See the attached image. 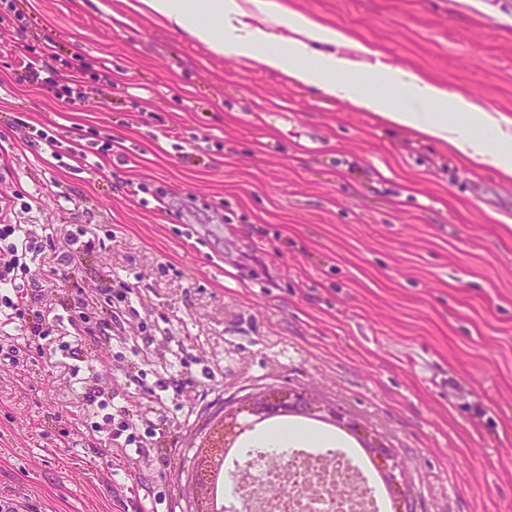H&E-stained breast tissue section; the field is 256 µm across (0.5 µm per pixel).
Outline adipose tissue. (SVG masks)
<instances>
[{"instance_id": "1", "label": "adipose tissue", "mask_w": 512, "mask_h": 512, "mask_svg": "<svg viewBox=\"0 0 512 512\" xmlns=\"http://www.w3.org/2000/svg\"><path fill=\"white\" fill-rule=\"evenodd\" d=\"M128 11L167 24L205 45L217 57L229 56L249 65L278 71L296 84L317 90L328 100H343L378 114L389 125L415 131L427 141H445L476 163H492L503 179L512 180V116L486 109L471 96L448 92L422 77L383 66V77L399 99L374 93L353 74L357 65L339 54L352 43L347 31L299 13H286L277 0H263L266 15L286 17L288 35L253 27L242 0H124ZM492 130L494 142L478 137Z\"/></svg>"}]
</instances>
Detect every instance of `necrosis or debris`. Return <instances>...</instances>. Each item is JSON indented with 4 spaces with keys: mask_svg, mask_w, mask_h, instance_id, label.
Masks as SVG:
<instances>
[{
    "mask_svg": "<svg viewBox=\"0 0 512 512\" xmlns=\"http://www.w3.org/2000/svg\"><path fill=\"white\" fill-rule=\"evenodd\" d=\"M229 483L231 512H382L366 468L340 448L255 446Z\"/></svg>",
    "mask_w": 512,
    "mask_h": 512,
    "instance_id": "4bbe7bcc",
    "label": "necrosis or debris"
}]
</instances>
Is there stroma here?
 Masks as SVG:
<instances>
[{
	"label": "stroma",
	"mask_w": 512,
	"mask_h": 512,
	"mask_svg": "<svg viewBox=\"0 0 512 512\" xmlns=\"http://www.w3.org/2000/svg\"><path fill=\"white\" fill-rule=\"evenodd\" d=\"M389 67L512 115V0H280ZM0 0V217L35 225L57 270L35 366L0 359V498L17 512H187L177 471L204 412L311 388L404 463L414 512H512V182L377 115L217 58L112 0ZM53 42L60 103L22 82ZM61 145L115 141L95 167ZM99 244L69 262V237ZM122 322L70 324L114 278ZM190 378L184 391L175 381ZM103 405L86 406L89 388ZM159 436L104 444L118 409ZM50 51H52L51 47L45 46L39 54L24 62L25 74L22 78L23 81L41 86L44 84L51 85L56 89L58 98H62V102L69 101L74 94H80V87L85 74H89L101 85L112 86V70L100 58H90L81 71L73 72L70 78H66L64 83H61L58 79L60 74L58 64L63 65L64 63H62L61 57ZM50 60L52 63L49 62Z\"/></svg>",
	"instance_id": "35a3bbf8"
}]
</instances>
